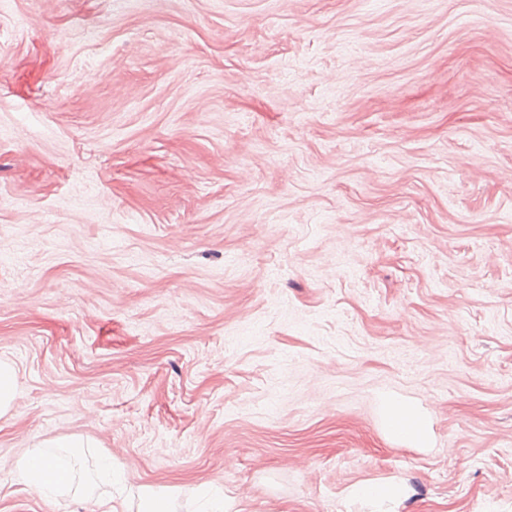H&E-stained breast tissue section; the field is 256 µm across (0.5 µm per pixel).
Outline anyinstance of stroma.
I'll list each match as a JSON object with an SVG mask.
<instances>
[{
    "instance_id": "stroma-1",
    "label": "stroma",
    "mask_w": 512,
    "mask_h": 512,
    "mask_svg": "<svg viewBox=\"0 0 512 512\" xmlns=\"http://www.w3.org/2000/svg\"><path fill=\"white\" fill-rule=\"evenodd\" d=\"M0 359V512H512V0H0ZM18 372L15 365L7 360H0V417L6 415L13 407L18 393ZM385 421L388 430L399 439L413 445H419L427 439V422L411 406L389 401L385 406ZM41 448H90L88 442L75 437H59L44 446L29 450L17 463L22 481L39 490L66 488L71 481L70 470L58 458Z\"/></svg>"
}]
</instances>
